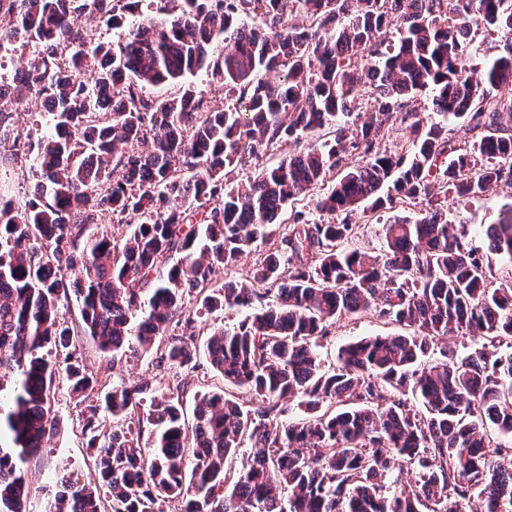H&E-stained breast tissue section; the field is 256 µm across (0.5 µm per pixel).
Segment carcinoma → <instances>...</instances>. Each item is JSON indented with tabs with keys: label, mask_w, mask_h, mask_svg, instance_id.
Masks as SVG:
<instances>
[{
	"label": "carcinoma",
	"mask_w": 512,
	"mask_h": 512,
	"mask_svg": "<svg viewBox=\"0 0 512 512\" xmlns=\"http://www.w3.org/2000/svg\"><path fill=\"white\" fill-rule=\"evenodd\" d=\"M143 2L0 0V50L29 54L9 101L36 94L54 127L34 144L0 105V167L34 153L38 173L23 199L0 196V512H27L25 465L59 431L61 382L85 404L95 479L58 477L52 512H512V269L495 274L512 266V208L481 248L446 206L512 191V0H150L148 14ZM84 16L120 41L92 44ZM492 33L502 50L480 67ZM199 72L224 106L187 81ZM164 83L178 94L146 93ZM423 92L444 122L420 117ZM404 129L400 150L382 147ZM403 204L424 208L382 224L376 247L350 244L353 217ZM103 213L131 227L122 243L87 233ZM259 237L274 248L249 279L215 286ZM242 309L203 353L256 404L196 393L190 426L184 382L138 419L148 386L107 390L76 356L88 336L107 356L154 350L191 373L197 319ZM366 313L405 332L350 343L325 367L329 326ZM451 333L471 345L438 348ZM290 397L304 414L286 419ZM145 422L143 448L131 425ZM246 442L256 452L234 471ZM299 146H294V144H284L281 147L271 149L266 153L260 155L259 158L251 160L245 167H243V171L240 170V174H245L246 172L252 171L255 168H262L267 166H272L276 164L283 154L288 153L289 151L295 152L297 151Z\"/></svg>",
	"instance_id": "1"
}]
</instances>
